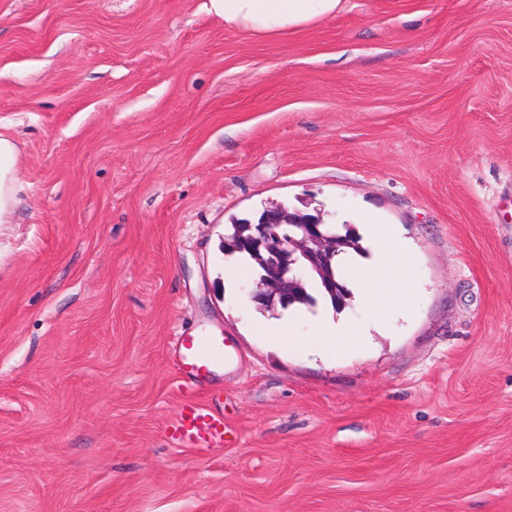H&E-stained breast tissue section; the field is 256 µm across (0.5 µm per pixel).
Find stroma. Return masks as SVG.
<instances>
[{
	"instance_id": "35a3bbf8",
	"label": "stroma",
	"mask_w": 512,
	"mask_h": 512,
	"mask_svg": "<svg viewBox=\"0 0 512 512\" xmlns=\"http://www.w3.org/2000/svg\"><path fill=\"white\" fill-rule=\"evenodd\" d=\"M0 512H512V0H348L277 39L208 0H0ZM283 204L415 258L365 345L254 335L224 257ZM216 331L201 387L171 356ZM203 406L217 448L176 431ZM17 155L14 141L0 134V224L11 223L17 203L20 183L16 170ZM240 224H243V222L230 224V229L224 236V245L222 247V249L224 251V255L231 257V256H235L236 254H239L241 257L246 259V263H248L255 270V272L258 275L259 271H257V270L261 264L259 261L260 257L255 256L254 254H252L249 251H244L241 249H234L231 245H229V244L234 243L233 241H235L238 232L241 230Z\"/></svg>"
}]
</instances>
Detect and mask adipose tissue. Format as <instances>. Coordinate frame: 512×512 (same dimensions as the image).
<instances>
[{
  "label": "adipose tissue",
  "mask_w": 512,
  "mask_h": 512,
  "mask_svg": "<svg viewBox=\"0 0 512 512\" xmlns=\"http://www.w3.org/2000/svg\"><path fill=\"white\" fill-rule=\"evenodd\" d=\"M346 0H209L211 12L224 20L230 30H243L254 37L278 38L312 26L342 11ZM18 150L13 140L0 135V224L10 223L17 203L19 188L16 163ZM367 233L374 244L375 255L362 261L357 254L341 256L339 263L345 274L360 289L363 299L381 312L402 305L412 290L414 260L396 227L375 219L366 222ZM293 316L262 321L255 325L256 335L269 341L288 342L307 351L319 352L325 345L359 346L366 334L364 328L331 318H318L309 335L291 332Z\"/></svg>",
  "instance_id": "ef3b65f1"
}]
</instances>
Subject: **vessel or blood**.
<instances>
[{"instance_id": "vessel-or-blood-1", "label": "vessel or blood", "mask_w": 512, "mask_h": 512, "mask_svg": "<svg viewBox=\"0 0 512 512\" xmlns=\"http://www.w3.org/2000/svg\"><path fill=\"white\" fill-rule=\"evenodd\" d=\"M176 364L182 375L193 383L208 381L230 358L228 344L220 336L187 335L174 345ZM182 436L193 444H214L224 436V421L208 409H184L178 420Z\"/></svg>"}]
</instances>
